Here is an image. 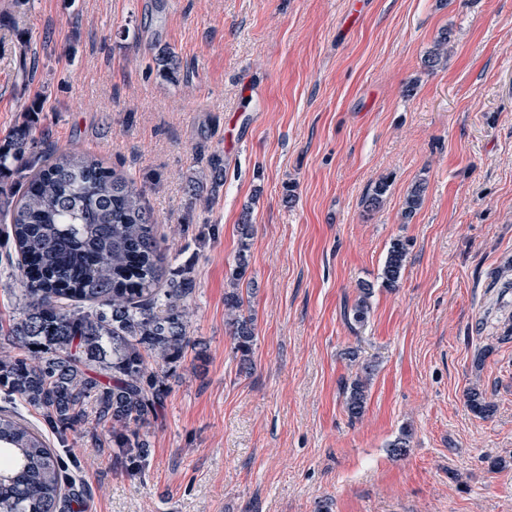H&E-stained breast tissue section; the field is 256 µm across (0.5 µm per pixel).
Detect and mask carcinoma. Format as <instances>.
Masks as SVG:
<instances>
[{"label": "carcinoma", "instance_id": "cac0c4a2", "mask_svg": "<svg viewBox=\"0 0 512 512\" xmlns=\"http://www.w3.org/2000/svg\"><path fill=\"white\" fill-rule=\"evenodd\" d=\"M449 41L450 32H441L424 57L427 70L447 58ZM156 61L161 75L175 77L179 63L169 49H160ZM38 112L35 103L26 107L21 122L0 139V217L9 219L3 231L14 252L6 256L17 260L22 283L21 308L7 329L12 353L0 357V392L38 410L62 442L91 420L112 425L113 452L139 470L148 453L137 425L161 400L164 368L178 363L189 346L193 281L184 272L166 274L153 215L134 180L87 154L55 150L46 157L37 151ZM222 183L224 158L212 154L190 177L189 189L199 196ZM388 188L387 179L377 181L364 197L365 208H379ZM425 192L424 180L411 185L403 223L421 208ZM237 233L224 307L247 369L255 336L240 285L254 235L249 213ZM408 254L407 239L391 241L381 287L399 285ZM374 289L370 282L360 284L346 311L355 323L367 321ZM347 356L358 364L343 384L345 411L354 420L365 412L376 366L358 362L355 350ZM466 402L483 419L496 411L476 387L467 390ZM83 496L46 435L0 407V512H71Z\"/></svg>", "mask_w": 512, "mask_h": 512}]
</instances>
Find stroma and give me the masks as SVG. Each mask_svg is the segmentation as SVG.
Returning <instances> with one entry per match:
<instances>
[{
  "instance_id": "1",
  "label": "stroma",
  "mask_w": 512,
  "mask_h": 512,
  "mask_svg": "<svg viewBox=\"0 0 512 512\" xmlns=\"http://www.w3.org/2000/svg\"><path fill=\"white\" fill-rule=\"evenodd\" d=\"M444 30L447 60L427 71ZM36 100L46 146L143 188L167 270L195 281L189 336L205 348L140 424L141 473L111 428L69 434L77 512H512V343L498 341L512 289L491 285L512 258V0H0V138ZM204 151L223 156L224 184L197 199ZM383 177V206L365 211ZM245 212L247 375L224 311ZM397 237L403 277L377 287ZM363 281L376 288L359 326L345 312ZM350 349L377 364L354 422ZM474 386L492 418L467 407ZM426 192V182L416 180L406 193L403 201L401 218L403 223H409L416 212L421 208Z\"/></svg>"
}]
</instances>
